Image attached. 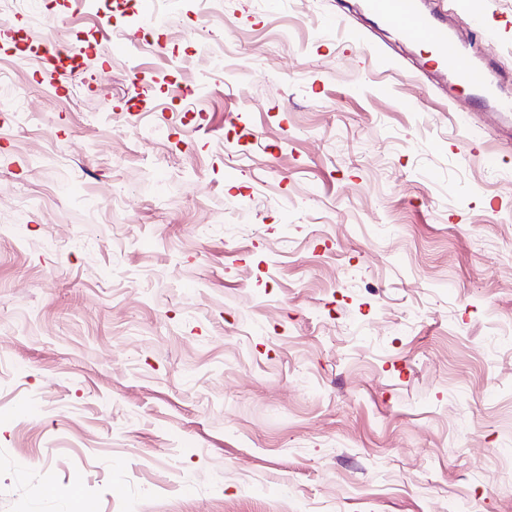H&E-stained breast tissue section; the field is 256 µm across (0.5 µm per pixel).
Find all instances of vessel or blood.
<instances>
[{"label":"vessel or blood","instance_id":"1","mask_svg":"<svg viewBox=\"0 0 512 512\" xmlns=\"http://www.w3.org/2000/svg\"><path fill=\"white\" fill-rule=\"evenodd\" d=\"M364 7L383 23L396 27L407 42L431 48L427 68L447 72L456 86L467 91L470 104L491 100L499 112H512V99L499 95L484 67L449 37L447 26L438 18L423 15L421 0H364Z\"/></svg>","mask_w":512,"mask_h":512}]
</instances>
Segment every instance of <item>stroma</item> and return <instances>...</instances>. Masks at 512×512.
I'll return each mask as SVG.
<instances>
[{
    "mask_svg": "<svg viewBox=\"0 0 512 512\" xmlns=\"http://www.w3.org/2000/svg\"><path fill=\"white\" fill-rule=\"evenodd\" d=\"M425 4L512 96V0ZM422 63L362 0L0 17V512H512V118Z\"/></svg>",
    "mask_w": 512,
    "mask_h": 512,
    "instance_id": "obj_1",
    "label": "stroma"
}]
</instances>
